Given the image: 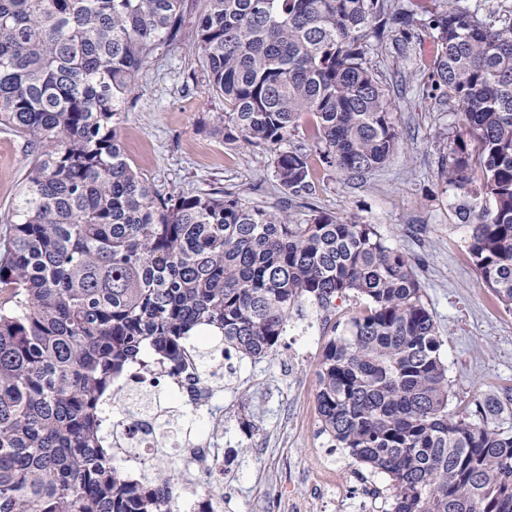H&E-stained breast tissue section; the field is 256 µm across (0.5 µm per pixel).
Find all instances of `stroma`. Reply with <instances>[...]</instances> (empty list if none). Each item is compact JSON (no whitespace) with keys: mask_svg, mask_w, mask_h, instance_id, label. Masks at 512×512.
Returning a JSON list of instances; mask_svg holds the SVG:
<instances>
[{"mask_svg":"<svg viewBox=\"0 0 512 512\" xmlns=\"http://www.w3.org/2000/svg\"><path fill=\"white\" fill-rule=\"evenodd\" d=\"M203 0H185L180 42L163 49L140 71L122 114L120 137L132 168L163 197L231 192L252 205L287 208L298 222L314 212L374 225L408 257L443 339L448 367V411L458 414L497 400L500 425L512 427V310L485 288L468 251L469 229L456 216L459 198L440 173L447 138L462 129L444 97L426 94L436 52L426 28L402 47L387 43L372 56L400 146L384 166L347 177L322 164L320 148L305 129L289 136L286 149L307 152L313 190L286 198L274 172V155L229 144L213 131L226 106L212 92L193 50ZM28 142L0 126V227L9 222L27 174ZM354 310L336 301L330 311L303 304L289 320L276 350L261 359L233 357L224 389L208 409L192 416L198 434L222 418L225 466L215 493L224 512H275L271 489L310 502L313 512H346L332 493L315 488L309 473L317 453L335 460L353 500L380 487L378 512H387L391 492L384 475L371 472L347 450L333 447L321 431L318 372L335 325Z\"/></svg>","mask_w":512,"mask_h":512,"instance_id":"1","label":"stroma"}]
</instances>
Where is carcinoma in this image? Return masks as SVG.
<instances>
[{
  "instance_id": "obj_1",
  "label": "carcinoma",
  "mask_w": 512,
  "mask_h": 512,
  "mask_svg": "<svg viewBox=\"0 0 512 512\" xmlns=\"http://www.w3.org/2000/svg\"><path fill=\"white\" fill-rule=\"evenodd\" d=\"M194 50L228 112L215 133L275 156L283 191H312L284 150L302 115L324 163L370 172L399 148L368 54L391 23L436 44L435 87L468 129L442 159L483 285L512 306V10L465 0H203ZM184 0H0V125L31 160L0 232V512H173L178 474L120 472L102 437L112 389L191 331L224 356L271 354L309 302L360 306L319 371L322 430L386 474L393 512H512L500 407L448 415L443 339L410 260L371 224L296 223L222 192L155 196L118 125L136 78L181 37ZM481 170L472 186V166Z\"/></svg>"
}]
</instances>
